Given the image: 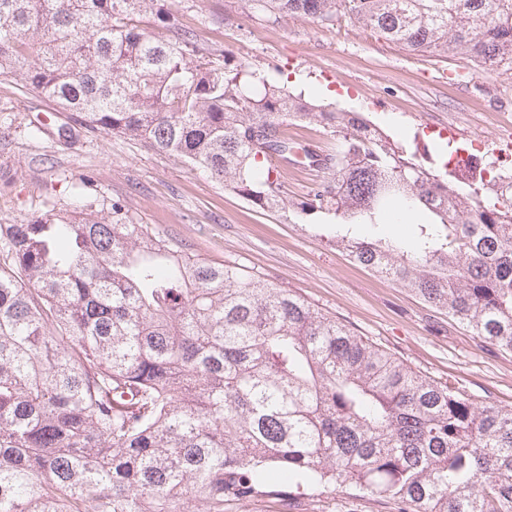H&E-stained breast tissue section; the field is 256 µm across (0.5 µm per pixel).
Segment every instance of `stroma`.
I'll list each match as a JSON object with an SVG mask.
<instances>
[{
  "instance_id": "stroma-1",
  "label": "stroma",
  "mask_w": 512,
  "mask_h": 512,
  "mask_svg": "<svg viewBox=\"0 0 512 512\" xmlns=\"http://www.w3.org/2000/svg\"><path fill=\"white\" fill-rule=\"evenodd\" d=\"M177 25L203 52L248 60L290 92L358 112L428 166H439L440 128L482 163L512 176V156H495L512 128V72L490 74L462 55L412 53L370 29L340 20L318 26L274 20L245 0H175ZM0 224L99 200L120 203L129 223L177 240L191 253L234 264L296 291L360 336L432 379L453 381L476 404L512 406V351L481 341L407 289L350 260L318 222L295 224L225 190L183 159L125 137L81 126L69 113L0 75ZM224 512H398L393 501L358 489L293 490Z\"/></svg>"
}]
</instances>
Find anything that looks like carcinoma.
<instances>
[{"instance_id": "carcinoma-1", "label": "carcinoma", "mask_w": 512, "mask_h": 512, "mask_svg": "<svg viewBox=\"0 0 512 512\" xmlns=\"http://www.w3.org/2000/svg\"><path fill=\"white\" fill-rule=\"evenodd\" d=\"M246 2L512 71V0ZM172 6L0 0V75L259 209L336 226L351 260L512 351V201L244 60H203ZM289 120L340 149L306 156L326 177L287 203L270 158L296 161ZM398 214L404 240L383 235ZM0 258V512H224L294 487L512 512V407L475 406L272 279L90 205L0 224Z\"/></svg>"}]
</instances>
